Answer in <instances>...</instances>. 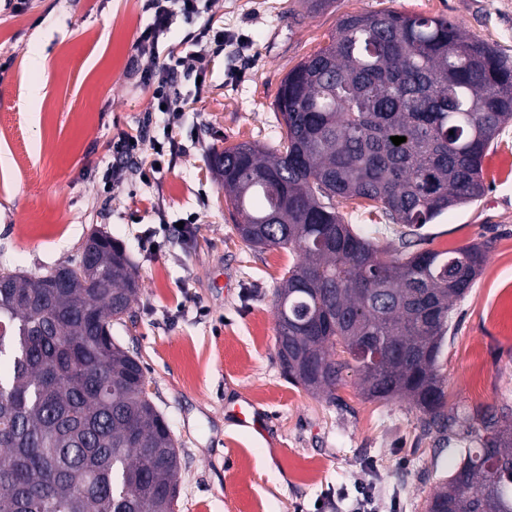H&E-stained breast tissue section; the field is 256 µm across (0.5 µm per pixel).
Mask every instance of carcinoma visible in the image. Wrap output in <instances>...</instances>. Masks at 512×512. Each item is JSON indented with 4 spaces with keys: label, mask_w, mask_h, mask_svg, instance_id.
<instances>
[{
    "label": "carcinoma",
    "mask_w": 512,
    "mask_h": 512,
    "mask_svg": "<svg viewBox=\"0 0 512 512\" xmlns=\"http://www.w3.org/2000/svg\"><path fill=\"white\" fill-rule=\"evenodd\" d=\"M276 107L278 148H215L210 165L244 242L302 255L275 291L288 379L334 402L352 368L368 399L410 401L425 433L469 428V410L446 409L438 364L486 248L412 246L425 225L489 190L483 161L512 121V62L450 19L347 15L288 72ZM357 198L405 228L396 256L383 258L336 211ZM138 290L125 250L101 231L66 265L0 268V512H175L177 440L141 361L112 338ZM482 429L427 507L512 512V426L489 414Z\"/></svg>",
    "instance_id": "1"
}]
</instances>
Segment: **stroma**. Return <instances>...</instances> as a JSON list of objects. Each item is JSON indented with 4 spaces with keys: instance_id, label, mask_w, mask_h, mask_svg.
I'll return each instance as SVG.
<instances>
[{
    "instance_id": "stroma-1",
    "label": "stroma",
    "mask_w": 512,
    "mask_h": 512,
    "mask_svg": "<svg viewBox=\"0 0 512 512\" xmlns=\"http://www.w3.org/2000/svg\"><path fill=\"white\" fill-rule=\"evenodd\" d=\"M144 0H28L0 9V267L27 275L75 260L93 229L121 242L140 292L112 335L139 357L146 389L179 443L177 512H424L469 438L423 435L408 400L366 399L345 371L336 402L292 383L276 356L275 290L298 252L256 249L233 229V208L210 169L212 147L285 135L274 106L288 72L325 46L338 19L377 10L444 16L465 36L512 60V0H334L305 13L299 0H210L202 22L247 35V49L212 54L203 91L186 74L202 45L175 22L166 48L174 85L188 100L176 131L184 150L148 185L102 175L122 137L163 114L135 73L151 67L136 40ZM490 189L448 210L421 234L420 249L488 245L474 287L459 300L439 361L448 407L494 410L512 424V122L483 162ZM345 223L385 255L399 226L344 202ZM195 216L187 234L176 223ZM266 422L244 426L237 404Z\"/></svg>"
}]
</instances>
